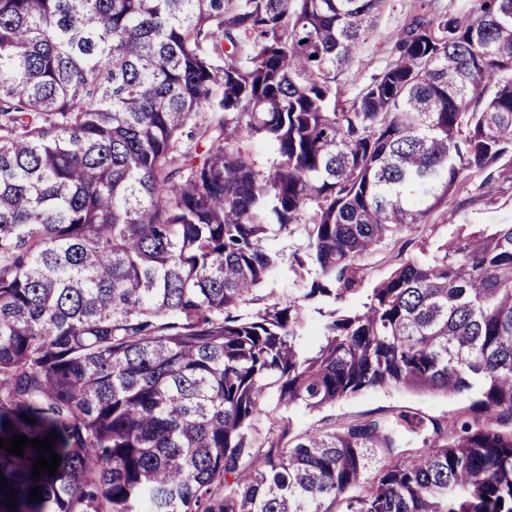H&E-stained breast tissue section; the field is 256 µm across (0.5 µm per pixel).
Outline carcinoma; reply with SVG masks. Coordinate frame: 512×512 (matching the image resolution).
I'll return each instance as SVG.
<instances>
[{"label":"carcinoma","instance_id":"carcinoma-1","mask_svg":"<svg viewBox=\"0 0 512 512\" xmlns=\"http://www.w3.org/2000/svg\"><path fill=\"white\" fill-rule=\"evenodd\" d=\"M385 2L0 0V438L61 459L0 447V512H512V224L362 287L467 172L512 184V0L347 97ZM377 388L473 403L288 416Z\"/></svg>","mask_w":512,"mask_h":512}]
</instances>
